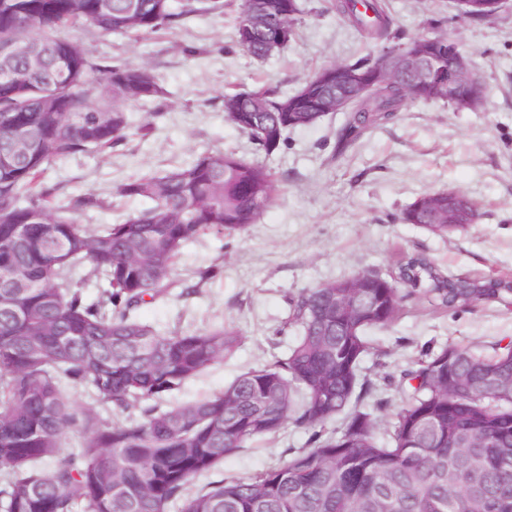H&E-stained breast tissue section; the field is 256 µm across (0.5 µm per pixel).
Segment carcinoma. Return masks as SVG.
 Masks as SVG:
<instances>
[{
	"label": "carcinoma",
	"mask_w": 512,
	"mask_h": 512,
	"mask_svg": "<svg viewBox=\"0 0 512 512\" xmlns=\"http://www.w3.org/2000/svg\"><path fill=\"white\" fill-rule=\"evenodd\" d=\"M376 52L326 66L291 94L271 84L224 92L225 119L270 155L285 134L321 121L307 96H336L328 71L369 77L373 89L353 100L339 134L344 144L389 121L411 100L450 96L412 88L375 70L377 53L398 34L385 0H334ZM224 0H0V467L8 484L0 512H512V341L492 352L444 345L421 351L401 375L405 403L388 440L377 437L375 397L362 373L366 333L387 328L416 291L443 310L512 299V280L468 281L441 275L422 256L404 254L390 275L364 271L288 298L298 335L288 352L239 374L224 390L166 402L232 355L229 326L163 331L135 316L178 287L175 263L186 242L246 230L273 202L277 177L234 153L203 152L189 163L131 177L117 192L151 206L116 224L74 223L56 204L44 174L55 160L105 150L131 128L127 107L167 95L143 64L103 66L65 31L88 23L103 33L179 27ZM299 4L241 0L240 47L273 52L267 34L294 32ZM470 20L489 7L466 0ZM448 66V35L414 38ZM426 193L405 206L404 224L440 237L463 228L429 205ZM81 269L107 288L88 302L73 287ZM90 387L119 415L109 421L78 409L67 387ZM342 417L330 431L326 424ZM291 423L309 432L306 447L257 474L219 477L194 493L188 484L216 475L224 458ZM72 432L80 450L63 451Z\"/></svg>",
	"instance_id": "cac0c4a2"
}]
</instances>
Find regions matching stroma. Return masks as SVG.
<instances>
[{
	"label": "stroma",
	"mask_w": 512,
	"mask_h": 512,
	"mask_svg": "<svg viewBox=\"0 0 512 512\" xmlns=\"http://www.w3.org/2000/svg\"><path fill=\"white\" fill-rule=\"evenodd\" d=\"M224 3V12L138 37L75 27L73 36L101 65L147 64L168 95L131 105L135 124L112 149L59 159L44 175L56 203L85 225L117 223L146 208V201L119 196L118 186L185 165L202 152H232L276 174L277 197L255 224L230 237L207 234L188 242L175 269L179 293L139 311L142 320L168 331L224 324L241 335L234 354L174 395L177 403L218 393L241 371L282 355L297 334L287 324L288 298L303 289L363 270L389 273L407 252L426 256L446 276L512 278V7L489 21H459L451 0H388L405 39L433 34V20L444 19V32L486 87L480 111L413 102L342 151L336 138L346 115L337 112L289 131L286 146L268 156L225 121V89L264 82L291 93L322 66L351 61L371 47L336 16L332 0H299L295 36L260 60L235 41L240 0ZM147 114L153 120L144 130L139 123ZM448 190L479 205L477 223L439 237L398 221L418 196ZM88 193L99 206L74 208ZM215 264L222 275L200 280L199 270ZM498 341H512V300L446 311L419 295L409 299L390 327L370 334L363 366L377 397L387 402L379 419L389 423L401 407L392 379L422 348H482ZM307 438L305 430L287 425L227 456L220 473L261 472L288 459Z\"/></svg>",
	"instance_id": "1"
}]
</instances>
